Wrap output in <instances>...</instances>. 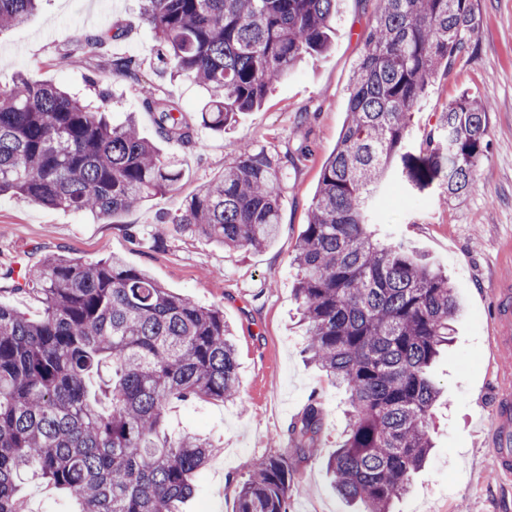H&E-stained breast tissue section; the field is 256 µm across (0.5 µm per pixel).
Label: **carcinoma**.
<instances>
[{
    "instance_id": "cac0c4a2",
    "label": "carcinoma",
    "mask_w": 512,
    "mask_h": 512,
    "mask_svg": "<svg viewBox=\"0 0 512 512\" xmlns=\"http://www.w3.org/2000/svg\"><path fill=\"white\" fill-rule=\"evenodd\" d=\"M37 2L0 0V31L24 23ZM140 2L161 71L205 89L198 119L215 132L259 108L304 56L328 50L337 12V0ZM376 2L293 264L306 358L347 395L327 461L336 491L362 512H391L433 448L441 389L429 370L451 341L458 303L445 272L371 226L393 176L413 194L435 184L450 199L465 194L488 126L487 105L461 94L421 143L409 137L420 98L479 27L475 0ZM112 67L137 78L133 57ZM107 97L96 105L26 74L1 89L0 196L107 220L172 190L177 164L134 120L109 122ZM140 104L161 140L196 147L177 103L143 86ZM309 152L243 146L171 223L224 248H265L288 167ZM0 282L42 304L31 320L0 303V512H26L22 472L67 492L75 512H180L216 445L169 433L166 411L173 399H237L224 311L172 294L114 255L92 263L54 255L21 275L6 269ZM322 428L313 396L288 425L292 455L261 456L234 485L235 512H289L295 463L314 456Z\"/></svg>"
}]
</instances>
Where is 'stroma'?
<instances>
[{"mask_svg":"<svg viewBox=\"0 0 512 512\" xmlns=\"http://www.w3.org/2000/svg\"><path fill=\"white\" fill-rule=\"evenodd\" d=\"M476 4L477 32L428 86L410 125L412 137H420L462 93L487 103L489 133L475 183L454 199L435 186L416 198L393 186L381 204L380 235L404 241L446 268L459 303L453 341L430 371L442 391L433 409L434 448L393 512H512V479L502 480L490 464L480 428L496 415L508 384L494 353L492 288L512 282V0ZM375 7L376 0H340L332 49L301 61L272 85L263 107L239 114L224 132L199 128L194 149L158 141L152 114L140 106L137 88L149 83L193 120L202 91L189 79L158 72L139 0H42L26 22L0 33V89L24 73L91 101L108 90L111 120L118 124L135 115L140 133L158 141L162 154L183 169L176 189L110 220L0 197V269L50 255L92 262L115 254L148 270L172 294L223 310L235 333L240 403H177L168 412L172 429L207 436L219 446L198 474L185 512H234L229 480L245 479L266 453L288 452L286 430L313 395L322 402L323 433L315 456L296 467L290 512H350L326 468L343 428V395L305 359L292 258L322 165L347 117L348 86ZM109 29L116 36L100 52L76 64L65 59V50ZM124 55L139 59L137 79L112 72L113 59ZM303 143L311 152L288 172L281 224L265 249L229 250L171 224L185 200L221 174L242 145L282 154Z\"/></svg>","mask_w":512,"mask_h":512,"instance_id":"1","label":"stroma"}]
</instances>
